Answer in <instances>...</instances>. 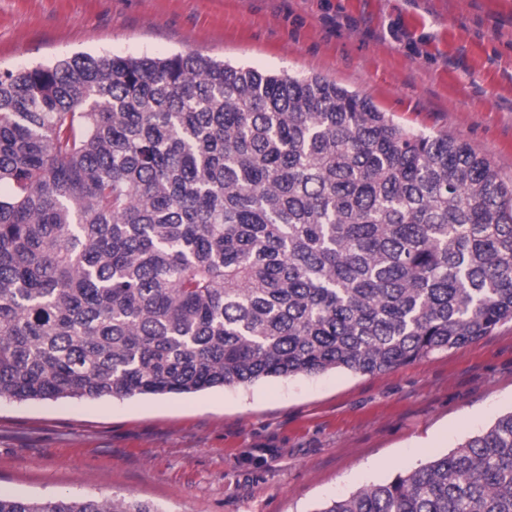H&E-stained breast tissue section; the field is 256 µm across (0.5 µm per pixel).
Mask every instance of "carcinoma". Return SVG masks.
Returning a JSON list of instances; mask_svg holds the SVG:
<instances>
[{
  "label": "carcinoma",
  "instance_id": "cac0c4a2",
  "mask_svg": "<svg viewBox=\"0 0 512 512\" xmlns=\"http://www.w3.org/2000/svg\"><path fill=\"white\" fill-rule=\"evenodd\" d=\"M511 320L512 181L464 142L193 55L0 72V398L374 374ZM318 512H512V413Z\"/></svg>",
  "mask_w": 512,
  "mask_h": 512
}]
</instances>
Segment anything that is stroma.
<instances>
[{
	"label": "stroma",
	"instance_id": "1",
	"mask_svg": "<svg viewBox=\"0 0 512 512\" xmlns=\"http://www.w3.org/2000/svg\"><path fill=\"white\" fill-rule=\"evenodd\" d=\"M193 54L317 75L512 181V0H0V70ZM512 411V321L385 372L195 394L0 399V492L159 512H315Z\"/></svg>",
	"mask_w": 512,
	"mask_h": 512
}]
</instances>
